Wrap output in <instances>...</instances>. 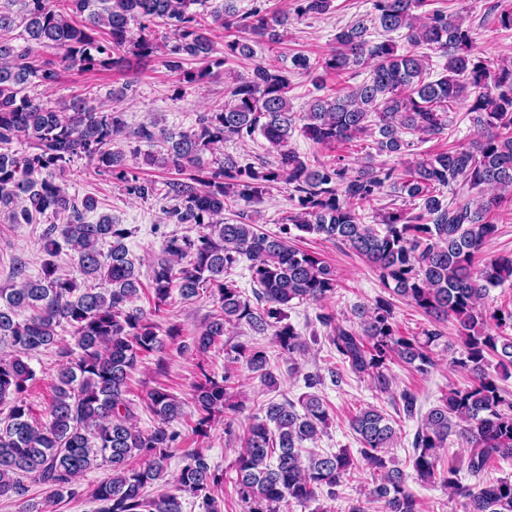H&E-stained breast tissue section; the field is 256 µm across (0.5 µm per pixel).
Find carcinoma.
<instances>
[{
    "label": "carcinoma",
    "mask_w": 512,
    "mask_h": 512,
    "mask_svg": "<svg viewBox=\"0 0 512 512\" xmlns=\"http://www.w3.org/2000/svg\"><path fill=\"white\" fill-rule=\"evenodd\" d=\"M233 0L207 12L191 9L208 0H0V211L14 224H46V258L38 274L26 265L12 267L16 288H0V340L14 349L0 356V404L10 405L0 420V498L23 501V512H47L28 499L30 484L48 492L45 503L83 495L77 478L108 467L109 475L92 491L96 512H184L183 498L199 501L203 512H222L216 495L224 470L209 463L200 448H182V433L172 423L183 416L181 401L163 386L147 393L157 425L138 429L137 404L127 397L130 377L143 356L162 352L154 318L169 306L173 290L189 299L204 290L215 312L193 337L206 353L229 328L248 327L270 336L290 356L317 341L286 322L284 309L295 300L320 303L338 285L336 271L317 253L289 244L290 228L340 241L361 255L382 283L422 310L429 326L404 336L394 328L391 302L379 298L355 310L357 322L344 326L331 313L316 315L328 329V342L357 377L369 378L376 391L393 384L388 363L397 358L422 374L435 365L432 348L452 321L463 347L455 360L471 375L463 387L442 394L421 419L414 436L412 467L422 482L439 481L462 499L464 512H512V480L464 484L461 469L478 478L494 459L512 460V400L487 371L489 358L508 374L512 369V309L486 314L481 302L490 289L512 281V255L479 262L486 242L497 231L490 215L512 202V63L489 65L474 59L473 37L463 21L442 10L420 16L425 0H374L375 22L386 33L400 32L409 49L370 38L363 23L336 33V46L311 59L290 58L288 68L256 65L230 83V101L200 113L182 128L128 130L124 113L107 111L84 94L52 100L29 94L32 87L56 85L60 68L119 70L128 58L148 59L170 44L165 65L176 76L180 96L229 74L225 65L254 56V45L278 43L288 32V16L255 10L240 15ZM298 17L320 15L330 0H294ZM137 28H132V25ZM221 28L224 53L209 32ZM428 46L447 57L445 74L429 79ZM368 69L367 77L343 91L313 98L301 116L288 96L291 72L325 76ZM466 112L480 135L466 146L415 162L404 177L374 165L372 158L355 173L335 163L312 165L288 148L295 131L313 144L350 143L367 134L379 154L401 156L413 146L448 129V112ZM261 134L276 161L241 165L230 156L211 163L204 156L224 140ZM131 136L149 149H133L142 164L174 172L183 179L166 183L165 192L142 183L112 141ZM25 144L18 150L15 145ZM86 159L102 174L125 185L141 199L164 202L165 219L193 224L196 236L174 235L151 264L149 288L129 258L126 239L132 230L102 214L88 195L78 209L65 187L70 166ZM390 183L395 193L417 203L418 212L395 208L380 215L383 231L362 222L357 208ZM461 182L476 195L463 204H444L441 190ZM279 183L291 188L296 211L280 232L268 234L248 221L221 218L225 204L240 198L259 202ZM109 248H104V245ZM72 253L79 277L63 275L54 261L61 249ZM248 261L254 299L244 296L233 271ZM150 311L135 305L142 290ZM72 329L74 346H58V328ZM58 347L63 359L46 423L33 420L25 393L34 371L28 355ZM243 362L272 390L278 375L267 350L244 343L230 347L224 376L200 369L193 384L195 436H206L215 418L236 411V374ZM310 392L299 403L269 398L239 435L234 459L235 486L244 512H280L292 503L306 506L324 494L334 500L351 471L364 465L375 481L365 499L348 512H419L403 471L388 465L396 431L382 410L368 405L350 420L360 443L348 450L303 457V444L323 433L328 411L311 389L323 384L319 373L304 376ZM301 409H296V406ZM456 436L473 452L458 467L438 469L440 450ZM179 456L174 489L156 495L147 488L163 480L169 461ZM138 457L135 467L130 460Z\"/></svg>",
    "instance_id": "1"
}]
</instances>
